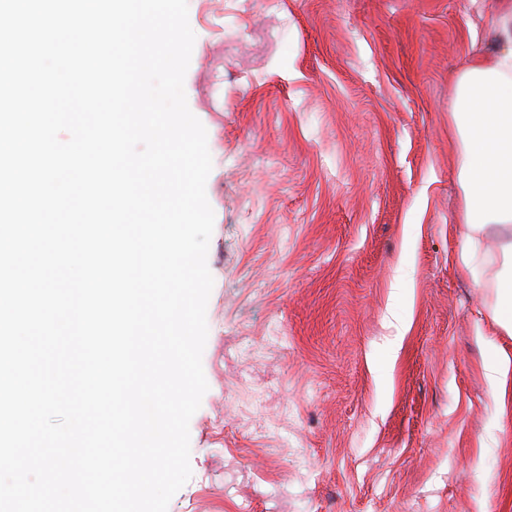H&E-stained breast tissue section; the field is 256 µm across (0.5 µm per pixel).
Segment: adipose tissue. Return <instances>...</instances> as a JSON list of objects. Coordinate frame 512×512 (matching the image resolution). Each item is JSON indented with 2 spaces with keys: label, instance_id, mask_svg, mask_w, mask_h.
<instances>
[{
  "label": "adipose tissue",
  "instance_id": "1",
  "mask_svg": "<svg viewBox=\"0 0 512 512\" xmlns=\"http://www.w3.org/2000/svg\"><path fill=\"white\" fill-rule=\"evenodd\" d=\"M451 135L460 165L464 222L474 235L505 230L494 321L512 335V0L481 50L456 75Z\"/></svg>",
  "mask_w": 512,
  "mask_h": 512
}]
</instances>
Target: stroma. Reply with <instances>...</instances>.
<instances>
[{"mask_svg":"<svg viewBox=\"0 0 512 512\" xmlns=\"http://www.w3.org/2000/svg\"><path fill=\"white\" fill-rule=\"evenodd\" d=\"M500 0H188L214 279L168 512H512L499 228L465 264L455 75ZM512 370V359L509 355L495 354L487 366V379L497 398L504 399L507 392L508 378Z\"/></svg>","mask_w":512,"mask_h":512,"instance_id":"obj_1","label":"stroma"}]
</instances>
